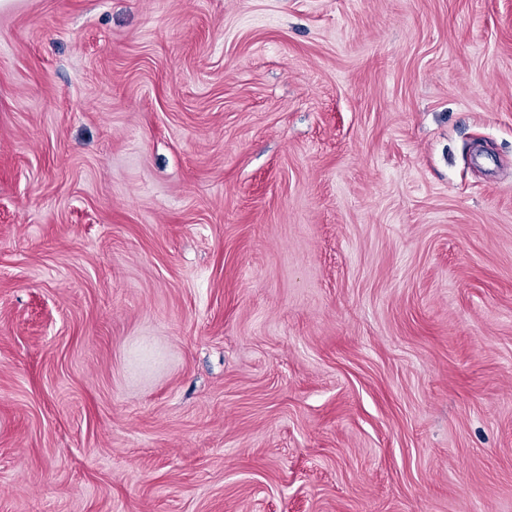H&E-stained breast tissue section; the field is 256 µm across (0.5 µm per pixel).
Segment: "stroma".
I'll use <instances>...</instances> for the list:
<instances>
[{"label":"stroma","instance_id":"1","mask_svg":"<svg viewBox=\"0 0 512 512\" xmlns=\"http://www.w3.org/2000/svg\"><path fill=\"white\" fill-rule=\"evenodd\" d=\"M0 512H512V0L0 7Z\"/></svg>","mask_w":512,"mask_h":512}]
</instances>
